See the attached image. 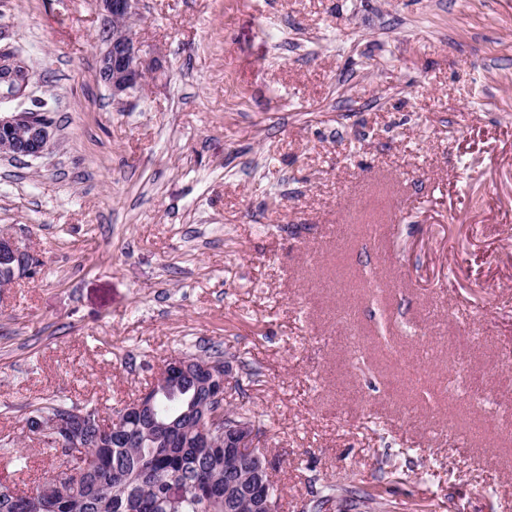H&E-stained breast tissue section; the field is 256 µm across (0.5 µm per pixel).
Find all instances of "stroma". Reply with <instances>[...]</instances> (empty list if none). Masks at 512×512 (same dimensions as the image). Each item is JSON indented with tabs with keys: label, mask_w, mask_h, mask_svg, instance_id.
Here are the masks:
<instances>
[{
	"label": "stroma",
	"mask_w": 512,
	"mask_h": 512,
	"mask_svg": "<svg viewBox=\"0 0 512 512\" xmlns=\"http://www.w3.org/2000/svg\"><path fill=\"white\" fill-rule=\"evenodd\" d=\"M96 0H0L56 136L0 156V483L68 466L29 405L111 412L170 356L250 361L277 512H512V0H140L125 104ZM1 262L8 265L13 280L16 275L25 274L30 269L32 258L13 237L0 236V267Z\"/></svg>",
	"instance_id": "35a3bbf8"
}]
</instances>
